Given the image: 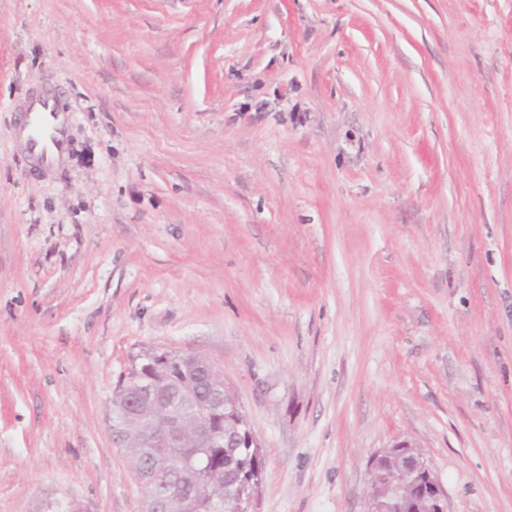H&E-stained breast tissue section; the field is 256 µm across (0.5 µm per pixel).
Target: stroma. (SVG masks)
Wrapping results in <instances>:
<instances>
[{
	"label": "stroma",
	"instance_id": "35a3bbf8",
	"mask_svg": "<svg viewBox=\"0 0 512 512\" xmlns=\"http://www.w3.org/2000/svg\"><path fill=\"white\" fill-rule=\"evenodd\" d=\"M144 348L223 374L257 512H366L401 441L512 512V0H0V512H143ZM33 112L34 125L30 139L31 149L39 148L41 153L45 154L50 150L51 144H58L55 137L48 130L43 119L46 112L53 113L55 112V109L49 106L47 100H41L39 101V106L35 108Z\"/></svg>",
	"mask_w": 512,
	"mask_h": 512
}]
</instances>
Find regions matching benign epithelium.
<instances>
[{
    "label": "benign epithelium",
    "mask_w": 512,
    "mask_h": 512,
    "mask_svg": "<svg viewBox=\"0 0 512 512\" xmlns=\"http://www.w3.org/2000/svg\"><path fill=\"white\" fill-rule=\"evenodd\" d=\"M224 392V410L216 411L200 396L197 377ZM112 429L126 452L144 453L148 448H192L174 462L155 454L136 471L145 490L143 512H200V502L209 512H255L261 480L248 485L235 472L225 473L218 449L227 437L248 440V447L261 443L241 418V405L227 390L224 376L205 359L176 351L144 349L119 381L110 409ZM384 457L397 467L425 473L420 502L427 512H447L445 495L421 454L407 442H398L374 454L369 461V512L384 494V485L372 477ZM224 482V497L209 496L207 479Z\"/></svg>",
    "instance_id": "benign-epithelium-1"
}]
</instances>
